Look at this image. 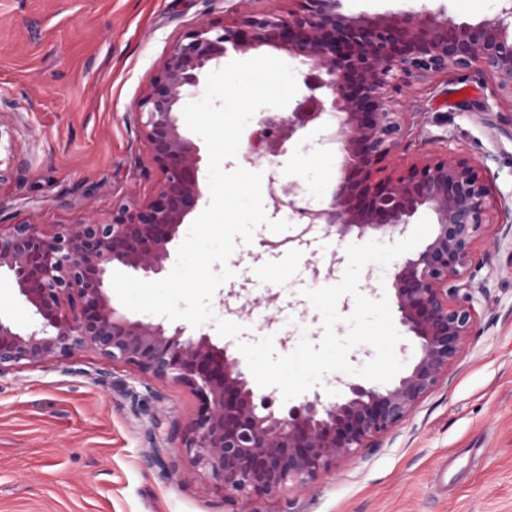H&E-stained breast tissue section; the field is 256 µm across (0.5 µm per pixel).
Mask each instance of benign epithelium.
<instances>
[{
    "label": "benign epithelium",
    "instance_id": "1",
    "mask_svg": "<svg viewBox=\"0 0 512 512\" xmlns=\"http://www.w3.org/2000/svg\"><path fill=\"white\" fill-rule=\"evenodd\" d=\"M287 15L208 20L173 44L138 102L142 135L160 172L155 195L130 200L107 218L73 224L0 225V272L8 273L39 320L22 330L0 320V376L90 350L160 380L192 389L199 400L186 452L216 485L243 501L275 500L306 487L405 422L469 347L478 323L474 286L464 281L495 206L473 162L447 154L396 176H380L404 135L391 94L414 79L475 70L512 103V0L492 20L457 22L444 10L354 13L344 0H295ZM284 49L305 66L309 91L295 111L262 115L247 152L274 154L301 130L322 127L341 159L327 206L293 211L326 234H403L421 210L435 230L417 253L394 266L395 312L419 347L410 370L389 387L340 382L336 398L315 392L287 408L257 394L244 361L205 334L132 320L112 306L107 274L120 265L144 277L162 273L179 230L201 204L199 147L181 124L184 100L205 71L233 50Z\"/></svg>",
    "mask_w": 512,
    "mask_h": 512
}]
</instances>
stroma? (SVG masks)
Instances as JSON below:
<instances>
[{
    "mask_svg": "<svg viewBox=\"0 0 512 512\" xmlns=\"http://www.w3.org/2000/svg\"><path fill=\"white\" fill-rule=\"evenodd\" d=\"M352 12L445 8L456 21L493 18L498 0H345ZM289 0H0V135L13 153L0 161L1 224H71L111 215L129 199L148 201L160 180L137 103L170 47L207 20L287 14ZM406 133L388 162L395 175L457 152L481 166L493 195L512 209V103L479 74L412 81L395 98ZM307 127L285 154L258 149L226 160L264 180L298 183L310 207L325 206L340 162ZM287 255L256 228L237 243L232 279L214 294V343L274 338L294 351L320 342L321 314L302 294L338 283L347 240L319 228L285 232ZM483 263L479 322L469 348L440 386L376 447L362 449L315 483L259 512H512V239L504 227ZM243 326L223 339L216 319ZM0 319L36 322L9 276L0 277ZM199 401L181 384L84 351L65 363L0 376V512H249L197 471L184 448Z\"/></svg>",
    "mask_w": 512,
    "mask_h": 512,
    "instance_id": "obj_1",
    "label": "stroma"
}]
</instances>
